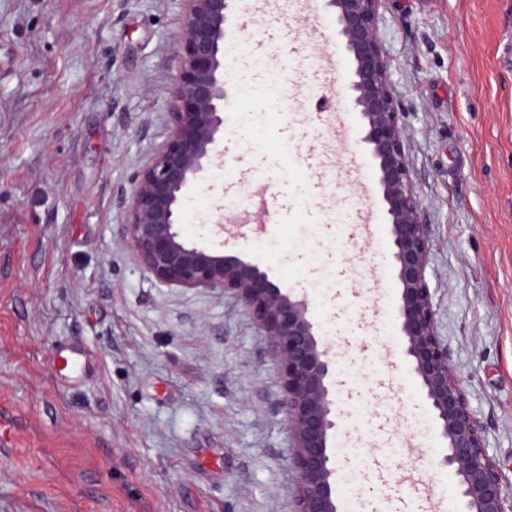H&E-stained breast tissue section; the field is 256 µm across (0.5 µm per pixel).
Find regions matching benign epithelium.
<instances>
[{"instance_id":"1","label":"benign epithelium","mask_w":512,"mask_h":512,"mask_svg":"<svg viewBox=\"0 0 512 512\" xmlns=\"http://www.w3.org/2000/svg\"><path fill=\"white\" fill-rule=\"evenodd\" d=\"M178 76L170 95L168 139L123 198L126 246L158 281L180 288H220L236 295L269 337L283 366L282 405L294 441L299 491L295 512H338L336 467L328 440L339 426V389L331 348L317 337L311 296L274 285L259 266L200 247L185 233L184 193L213 163L224 138V25L238 0H182ZM380 0H324L352 61L347 91L358 112V143L374 166L390 226L399 291L394 300L402 357L418 380L448 448V468L463 512H512V490L486 454L480 421L438 336L426 278L429 239L411 183L401 109L377 37Z\"/></svg>"}]
</instances>
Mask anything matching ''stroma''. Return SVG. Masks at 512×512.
<instances>
[{
    "mask_svg": "<svg viewBox=\"0 0 512 512\" xmlns=\"http://www.w3.org/2000/svg\"><path fill=\"white\" fill-rule=\"evenodd\" d=\"M182 0H0V512H295L283 369L231 293L156 280L122 202L169 135ZM322 0L236 9L220 155L187 231L310 290L335 356L356 512H433L444 443L385 305L379 190L344 178L351 61ZM378 36L429 233L439 338L512 487V0H381ZM362 200L367 238L337 215ZM87 372L56 376L51 354Z\"/></svg>",
    "mask_w": 512,
    "mask_h": 512,
    "instance_id": "stroma-1",
    "label": "stroma"
}]
</instances>
